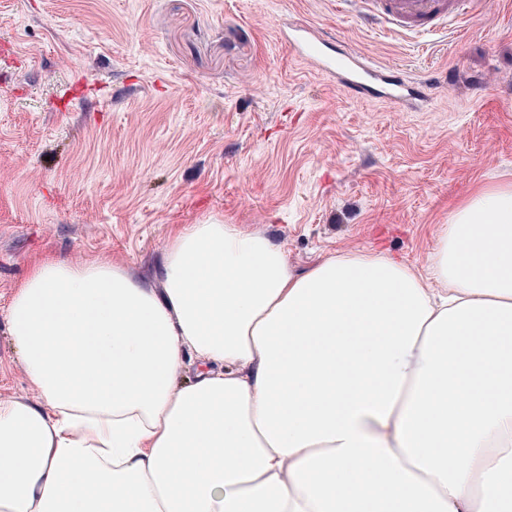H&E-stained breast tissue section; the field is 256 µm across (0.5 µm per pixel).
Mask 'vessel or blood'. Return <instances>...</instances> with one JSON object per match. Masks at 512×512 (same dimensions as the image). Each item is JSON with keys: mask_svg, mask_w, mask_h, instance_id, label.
<instances>
[{"mask_svg": "<svg viewBox=\"0 0 512 512\" xmlns=\"http://www.w3.org/2000/svg\"><path fill=\"white\" fill-rule=\"evenodd\" d=\"M365 18L394 33H436L447 26L466 27L483 0H357ZM281 35L290 49L322 75L357 99L375 97L399 104L425 96L426 81L375 64L356 51L334 48L321 30L301 22L288 24Z\"/></svg>", "mask_w": 512, "mask_h": 512, "instance_id": "vessel-or-blood-1", "label": "vessel or blood"}]
</instances>
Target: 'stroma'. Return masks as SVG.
Segmentation results:
<instances>
[{
  "mask_svg": "<svg viewBox=\"0 0 512 512\" xmlns=\"http://www.w3.org/2000/svg\"><path fill=\"white\" fill-rule=\"evenodd\" d=\"M302 20L433 77L357 100L278 37ZM512 182V0L459 34L382 33L336 0H0V309L49 256L151 277L215 217L305 272L384 250L423 273L451 211ZM40 402L0 317V399Z\"/></svg>",
  "mask_w": 512,
  "mask_h": 512,
  "instance_id": "1",
  "label": "stroma"
}]
</instances>
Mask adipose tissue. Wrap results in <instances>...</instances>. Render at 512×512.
<instances>
[{
	"label": "adipose tissue",
	"instance_id": "adipose-tissue-1",
	"mask_svg": "<svg viewBox=\"0 0 512 512\" xmlns=\"http://www.w3.org/2000/svg\"><path fill=\"white\" fill-rule=\"evenodd\" d=\"M430 273L298 274L214 218L157 288L35 263L0 312L42 396L0 399V512H512V184L452 210Z\"/></svg>",
	"mask_w": 512,
	"mask_h": 512
}]
</instances>
